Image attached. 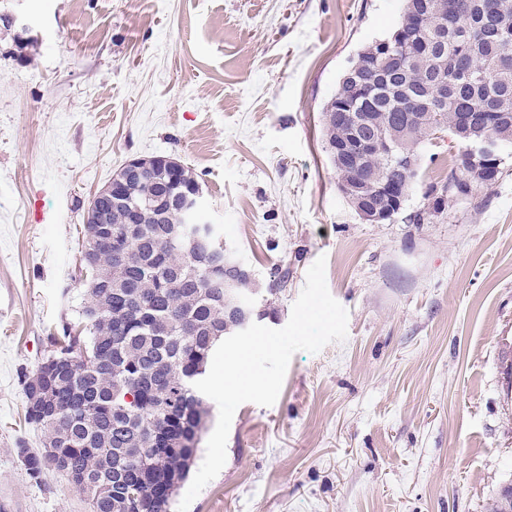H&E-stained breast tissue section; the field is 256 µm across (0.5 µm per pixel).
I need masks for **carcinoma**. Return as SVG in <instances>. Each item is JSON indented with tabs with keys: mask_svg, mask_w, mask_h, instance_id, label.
<instances>
[{
	"mask_svg": "<svg viewBox=\"0 0 512 512\" xmlns=\"http://www.w3.org/2000/svg\"><path fill=\"white\" fill-rule=\"evenodd\" d=\"M411 37L412 55L398 63L384 42ZM379 59L366 70L371 103L342 99L343 81L324 107L323 130L338 177L354 181L337 145L351 133L350 112H371L379 129L393 136L397 152L420 155L439 132L456 142L448 178L464 174L459 144L462 113L474 112L491 134L512 136V123L498 120L497 105L512 113V0H417L416 12L390 36L364 48ZM481 74L470 78L471 71ZM364 174L414 184L416 173L391 168L373 156ZM123 223L87 224L83 264L87 302L82 323L67 325L52 342L56 362L23 376L25 420L39 429L38 452L19 448L34 479L56 471L83 493L91 512H171L187 480L211 409L194 388L217 345L229 336L226 323L239 300L258 295L243 285L229 298L219 288L224 273L211 270L191 247L193 225L176 208L163 224H146L128 245L127 288H112V244L103 240ZM132 396L133 402L126 401Z\"/></svg>",
	"mask_w": 512,
	"mask_h": 512,
	"instance_id": "1",
	"label": "carcinoma"
}]
</instances>
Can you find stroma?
<instances>
[{
  "instance_id": "1",
  "label": "stroma",
  "mask_w": 512,
  "mask_h": 512,
  "mask_svg": "<svg viewBox=\"0 0 512 512\" xmlns=\"http://www.w3.org/2000/svg\"><path fill=\"white\" fill-rule=\"evenodd\" d=\"M403 0H0V512H90L19 448L22 378L76 322L84 218L129 159L192 167L203 217L290 319L326 259L345 341L296 352L274 405L241 404L189 512H490L512 483V155L431 214L454 165L426 143L407 213L364 223L339 191L324 106Z\"/></svg>"
}]
</instances>
